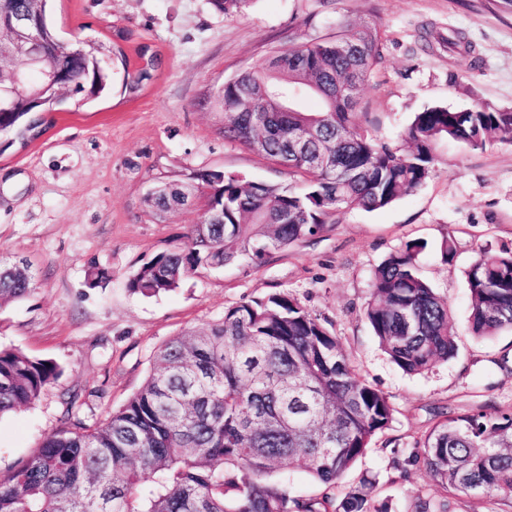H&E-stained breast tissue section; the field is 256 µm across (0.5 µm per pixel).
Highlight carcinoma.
<instances>
[{
  "mask_svg": "<svg viewBox=\"0 0 512 512\" xmlns=\"http://www.w3.org/2000/svg\"><path fill=\"white\" fill-rule=\"evenodd\" d=\"M49 0H6L19 13L48 16ZM354 43L358 54L347 47ZM73 54L45 62L71 84L75 104L95 100L112 82L110 61L123 66L122 88L136 91L159 65L147 45L129 69L122 48L76 40ZM306 62L244 71L224 82V137L279 162L304 133L309 157L288 169L299 189L203 171L207 203L224 209L222 224H192L184 241L143 263L128 289L144 297L173 291L204 265L257 264L273 250L316 234L341 209H384L435 172L436 147L452 139L472 148L512 141V112L483 107L417 112L403 133L406 147L379 141L355 111L361 87L379 63L377 28L340 25L335 36L283 52ZM20 108L0 116L9 139L0 154L27 144L60 106L31 98L44 85L27 70ZM311 92L321 110L283 112L281 91ZM261 108L266 124L251 123ZM329 156L332 172L316 161ZM414 241L374 271L365 318L381 350L401 370L419 374L457 354L448 332V301L422 277ZM472 336L512 332V249L483 248L466 272ZM25 270L0 264V305L31 294ZM61 375L57 362L0 346V416L33 404ZM390 397L363 381L327 321L287 293L225 309L201 332L168 340L154 353L143 386L118 410L92 424L67 409L61 425L28 459L0 476V512H388L361 479L336 499L333 490L393 421ZM421 465L444 495L418 498L413 512H456L455 495L477 504L512 499V406L440 412L404 460ZM311 474L315 496L293 494L285 466Z\"/></svg>",
  "mask_w": 512,
  "mask_h": 512,
  "instance_id": "obj_1",
  "label": "carcinoma"
}]
</instances>
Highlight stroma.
<instances>
[{
  "mask_svg": "<svg viewBox=\"0 0 512 512\" xmlns=\"http://www.w3.org/2000/svg\"><path fill=\"white\" fill-rule=\"evenodd\" d=\"M63 41L149 45L162 63L139 92H113L70 112L28 146L0 154V257L23 261L34 278L26 299L0 306V346L55 360L59 379L27 408L0 417V473L27 459L59 427L70 395L95 422L145 382L157 348L206 328L226 308L285 292L325 318L364 380L394 406L389 429L337 485L361 477L391 512H412L441 489L425 468H398L440 410L487 413L512 405V334L470 332L465 271L484 246L512 248V144L483 149L454 140L436 151L435 174L391 206L343 209L319 234L261 264L202 269L174 291L131 293L133 272L180 242L199 209L161 213L147 196L218 169L288 185L295 176L224 137L214 106L224 82L259 68L268 54L326 38L339 22L377 27L381 60L361 93L375 139L396 143L414 114L431 106L512 111V0H253L230 15L211 0H52ZM463 33L480 64L429 35ZM454 236L453 261L439 244ZM412 241L425 242L422 276L447 298L458 352L417 376L380 350L364 318L375 268ZM109 281L88 288L91 268Z\"/></svg>",
  "mask_w": 512,
  "mask_h": 512,
  "instance_id": "obj_1",
  "label": "stroma"
}]
</instances>
